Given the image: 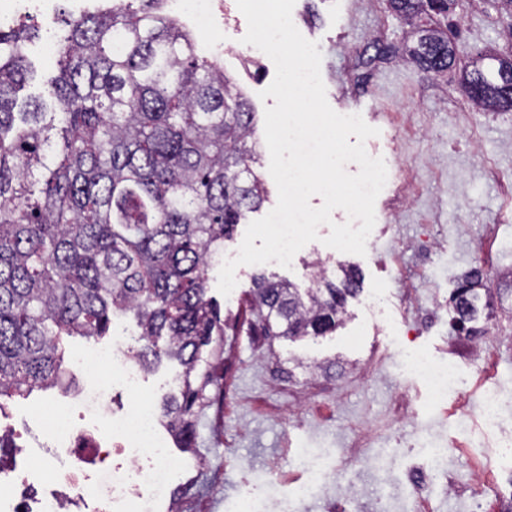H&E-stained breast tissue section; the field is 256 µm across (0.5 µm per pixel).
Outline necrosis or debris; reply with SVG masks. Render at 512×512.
<instances>
[{
	"mask_svg": "<svg viewBox=\"0 0 512 512\" xmlns=\"http://www.w3.org/2000/svg\"><path fill=\"white\" fill-rule=\"evenodd\" d=\"M204 10L186 0H164L180 16L189 32H197L201 17L221 13L223 22L238 19L237 5L203 0ZM406 374L424 380L436 396L455 386L456 370L438 364L416 349L403 356ZM108 368L113 381L136 393L143 373L135 356L121 343L97 349L82 361L85 374ZM105 395L96 392L94 403L77 413L59 409L41 412L51 444L30 449L39 466L8 472L0 470V512H163L172 475L180 464L173 459L168 440L158 430L159 416L152 405H140L111 415L107 430H100L95 411Z\"/></svg>",
	"mask_w": 512,
	"mask_h": 512,
	"instance_id": "1",
	"label": "necrosis or debris"
}]
</instances>
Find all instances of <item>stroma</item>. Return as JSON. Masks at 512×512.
<instances>
[{
  "label": "stroma",
  "instance_id": "1",
  "mask_svg": "<svg viewBox=\"0 0 512 512\" xmlns=\"http://www.w3.org/2000/svg\"><path fill=\"white\" fill-rule=\"evenodd\" d=\"M105 4L55 0L53 11L22 18V25L40 31L27 45L37 73L54 69L43 43L60 32V10L77 14ZM292 19L321 47L330 106L378 128L365 148L392 171L375 202L376 235L366 256H343L360 268L363 290L349 300L344 328L317 340H274L233 325L255 276L307 287L309 267L325 245L307 244L288 269L239 266L227 296L217 289L218 268L210 269L207 296L226 320L224 377L199 420L196 447L173 450L182 478L172 496L191 503L192 512H237L246 496L278 504L281 512H506L512 497L479 485L477 474L501 440L512 437V316L494 309L472 341L455 330L450 299L458 276L474 267L483 272L484 296L512 289V111L479 110L462 85L463 69L478 53L512 55V15L493 0H463L448 16L456 63L440 75L407 59L415 38L386 0H296ZM246 32L242 23L221 34L230 50L224 71L260 115L275 104L259 96L275 67L264 55L258 73L246 72L239 56ZM118 336L138 347L133 315L114 316L108 336L98 341L69 337V386L9 402L0 432L10 434L13 445L0 450V468L24 463L42 404L71 401L89 386L76 356L111 347ZM407 342L456 365L460 384L447 399H435L426 385L402 375L398 357ZM181 373L177 362L162 359L145 371L137 396L108 376L98 383L109 386L113 410L141 400L159 407ZM493 387L504 404L501 427L491 433L478 408ZM425 438L448 457L420 502L409 477L431 460ZM303 450L328 479L313 497L297 500L291 488L307 475L294 460Z\"/></svg>",
  "mask_w": 512,
  "mask_h": 512
}]
</instances>
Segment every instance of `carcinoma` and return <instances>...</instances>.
Here are the masks:
<instances>
[{
	"mask_svg": "<svg viewBox=\"0 0 512 512\" xmlns=\"http://www.w3.org/2000/svg\"><path fill=\"white\" fill-rule=\"evenodd\" d=\"M418 33L408 55L435 74L455 60L448 0H386ZM23 29L0 28V413L6 403L61 382L64 341L98 339L112 316L132 312L142 368L164 354L183 366L162 416L183 448L196 447L197 418L218 381L224 318L207 299L213 256L266 189L262 146L242 90L161 0H113L70 17L57 73L18 99L34 70ZM465 72L487 88L471 96L485 111H512V89L484 67ZM355 267L308 288L254 280L263 334L323 337L344 323L361 291ZM451 299L459 330L480 333L482 275Z\"/></svg>",
	"mask_w": 512,
	"mask_h": 512,
	"instance_id": "cac0c4a2",
	"label": "carcinoma"
}]
</instances>
